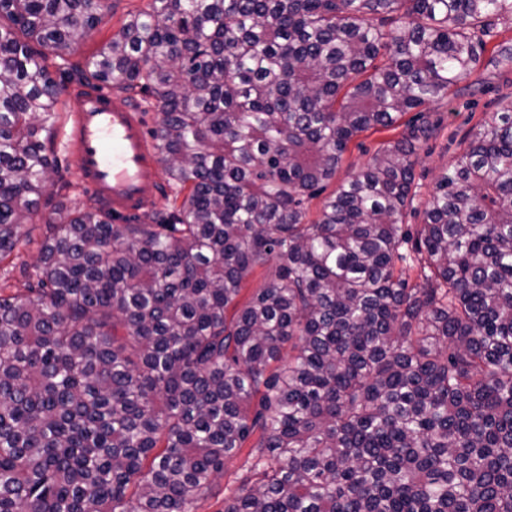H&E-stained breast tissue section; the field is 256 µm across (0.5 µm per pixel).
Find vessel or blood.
<instances>
[{
	"mask_svg": "<svg viewBox=\"0 0 512 512\" xmlns=\"http://www.w3.org/2000/svg\"><path fill=\"white\" fill-rule=\"evenodd\" d=\"M80 106L71 115L65 147L77 158L79 186L118 220L162 197L158 152L139 111L93 85L73 89Z\"/></svg>",
	"mask_w": 512,
	"mask_h": 512,
	"instance_id": "1",
	"label": "vessel or blood"
}]
</instances>
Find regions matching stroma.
<instances>
[{"label": "stroma", "mask_w": 512, "mask_h": 512, "mask_svg": "<svg viewBox=\"0 0 512 512\" xmlns=\"http://www.w3.org/2000/svg\"><path fill=\"white\" fill-rule=\"evenodd\" d=\"M148 4L149 0H112L111 11L104 16L97 29L90 36L80 39L67 54V67L73 70L84 68L86 61L120 29L127 15L146 9ZM511 101L512 67L495 65L485 57L471 75L459 80L448 97L429 105L428 112L432 119L437 120L439 131L418 151L415 166L419 185L415 202L417 210L407 216V223H421L420 207H423L444 169L465 150L469 130L488 120L494 112ZM78 107V98L70 91H63L58 116L52 127L53 155L58 161L59 171L53 174L38 212L25 226L27 241L21 242L9 258L0 262L2 294L26 288L34 274L39 249L47 236L45 221L55 207L61 203L70 207H83L89 203L75 178L76 159L66 153L60 144L67 115ZM392 137V132L386 130L369 131L358 136L344 156L336 175L337 180H344L360 171L382 144Z\"/></svg>", "instance_id": "1"}]
</instances>
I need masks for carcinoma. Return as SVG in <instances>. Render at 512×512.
Listing matches in <instances>:
<instances>
[{
	"instance_id": "1",
	"label": "carcinoma",
	"mask_w": 512,
	"mask_h": 512,
	"mask_svg": "<svg viewBox=\"0 0 512 512\" xmlns=\"http://www.w3.org/2000/svg\"><path fill=\"white\" fill-rule=\"evenodd\" d=\"M111 9L0 0V260L58 166L49 56ZM508 15L512 0L129 15L79 80L155 100L171 213L62 207L36 283L0 294V512H193L240 457L224 512H512V107L405 224L438 131L423 108ZM413 110L305 223L350 142Z\"/></svg>"
}]
</instances>
